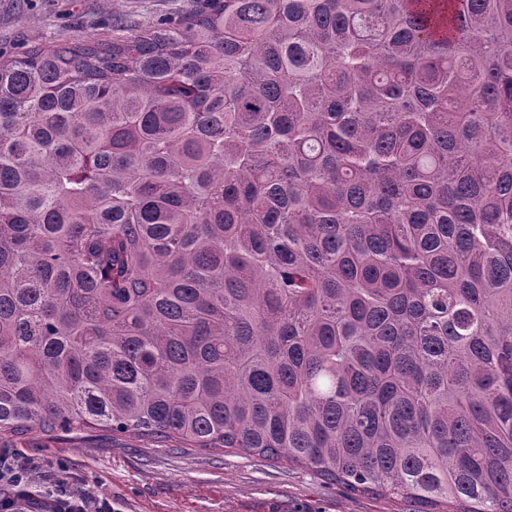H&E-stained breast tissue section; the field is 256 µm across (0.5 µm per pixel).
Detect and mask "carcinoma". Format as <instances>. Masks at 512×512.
<instances>
[{
	"mask_svg": "<svg viewBox=\"0 0 512 512\" xmlns=\"http://www.w3.org/2000/svg\"><path fill=\"white\" fill-rule=\"evenodd\" d=\"M512 512V0H197L0 62V436Z\"/></svg>",
	"mask_w": 512,
	"mask_h": 512,
	"instance_id": "obj_1",
	"label": "carcinoma"
}]
</instances>
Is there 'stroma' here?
<instances>
[{
    "label": "stroma",
    "mask_w": 512,
    "mask_h": 512,
    "mask_svg": "<svg viewBox=\"0 0 512 512\" xmlns=\"http://www.w3.org/2000/svg\"><path fill=\"white\" fill-rule=\"evenodd\" d=\"M194 0H0V55L84 37L111 41L130 27L190 10ZM0 455L27 466L34 498L110 500L112 512H413L388 497L349 495L312 471L242 455L172 450L135 436L71 431L0 438Z\"/></svg>",
    "instance_id": "obj_1"
}]
</instances>
